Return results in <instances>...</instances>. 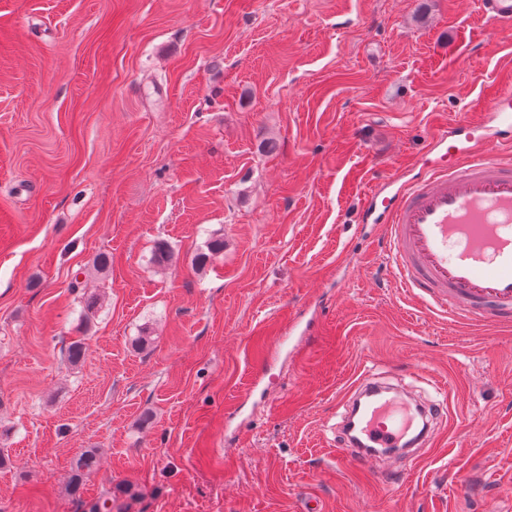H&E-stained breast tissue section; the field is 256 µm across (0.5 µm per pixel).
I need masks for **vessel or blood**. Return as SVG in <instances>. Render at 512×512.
Returning <instances> with one entry per match:
<instances>
[{
	"label": "vessel or blood",
	"mask_w": 512,
	"mask_h": 512,
	"mask_svg": "<svg viewBox=\"0 0 512 512\" xmlns=\"http://www.w3.org/2000/svg\"><path fill=\"white\" fill-rule=\"evenodd\" d=\"M482 18L512 37V0H478ZM480 118L458 120L457 133L472 134L456 146L448 135L436 145L456 159L425 179L400 187L385 205L369 199L363 219L381 213L392 269L402 287L418 289L440 308L463 319L512 318V162L494 154L512 138V86L488 92ZM341 444L357 462L379 450L423 444L429 423L442 418L445 401L410 409L398 392L366 375L346 402Z\"/></svg>",
	"instance_id": "1"
}]
</instances>
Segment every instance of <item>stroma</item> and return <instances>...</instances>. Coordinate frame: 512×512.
Returning <instances> with one entry per match:
<instances>
[{"mask_svg":"<svg viewBox=\"0 0 512 512\" xmlns=\"http://www.w3.org/2000/svg\"><path fill=\"white\" fill-rule=\"evenodd\" d=\"M511 78L476 0H0V512H512V321L432 309L359 221ZM375 366L447 391L413 464L336 455Z\"/></svg>","mask_w":512,"mask_h":512,"instance_id":"35a3bbf8","label":"stroma"}]
</instances>
